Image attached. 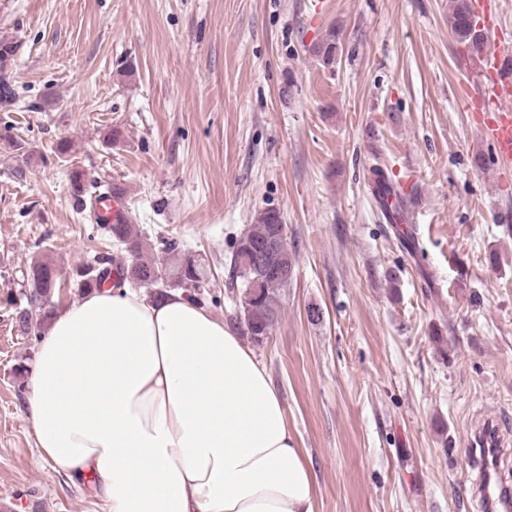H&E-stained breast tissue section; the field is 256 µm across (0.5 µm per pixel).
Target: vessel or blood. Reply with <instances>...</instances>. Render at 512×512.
I'll return each instance as SVG.
<instances>
[{
    "mask_svg": "<svg viewBox=\"0 0 512 512\" xmlns=\"http://www.w3.org/2000/svg\"><path fill=\"white\" fill-rule=\"evenodd\" d=\"M475 18L488 30L498 29L495 0H470ZM468 103L475 110L481 132L491 144L496 161L512 162V40L499 38L484 58ZM100 221L129 223L124 194L112 189L96 195L91 202Z\"/></svg>",
    "mask_w": 512,
    "mask_h": 512,
    "instance_id": "b4317fda",
    "label": "vessel or blood"
}]
</instances>
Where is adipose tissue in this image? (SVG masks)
<instances>
[{
	"instance_id": "adipose-tissue-1",
	"label": "adipose tissue",
	"mask_w": 512,
	"mask_h": 512,
	"mask_svg": "<svg viewBox=\"0 0 512 512\" xmlns=\"http://www.w3.org/2000/svg\"><path fill=\"white\" fill-rule=\"evenodd\" d=\"M26 415L39 456L105 512H314L266 368L183 294L110 287L54 311Z\"/></svg>"
}]
</instances>
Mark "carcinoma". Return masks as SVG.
<instances>
[{
    "label": "carcinoma",
    "mask_w": 512,
    "mask_h": 512,
    "mask_svg": "<svg viewBox=\"0 0 512 512\" xmlns=\"http://www.w3.org/2000/svg\"><path fill=\"white\" fill-rule=\"evenodd\" d=\"M448 29L455 42L463 46L470 54H481L485 45V36L478 29L472 17L469 0H451L448 13ZM313 55L322 63L330 66L336 63L340 51V39L336 28L326 31L324 36L312 45ZM15 55V46L7 41L0 42V111L9 112L14 105L16 94L13 87L11 57ZM375 194L381 206V213L390 224L408 223V208L401 198H396L395 206L390 207L381 195L389 186L382 170H375ZM283 224L279 212L267 209L259 212L254 223L249 225L246 235L233 243L231 263L236 274V288L239 296L248 298L247 308L240 309V315L230 319L236 329L250 339L253 344H260V338L272 334L278 320L281 290L288 286L282 279L259 271L246 268V249L249 246L264 245L275 238ZM105 230L112 240L124 246L129 259L125 263L114 264L112 257L101 255L81 265L76 270L75 285L81 292L95 291L117 277L124 282H133L140 287L156 289L155 297L166 295L171 287L181 288L189 297L198 302L196 292L208 284V271L195 256L182 249L174 239L162 240L164 252L176 256L173 263L165 266L145 255L143 232L134 224H108ZM24 291L20 292L19 303L29 306L39 304L33 334H38L53 313L51 295L57 283L56 271L49 263L34 261L23 274Z\"/></svg>",
    "instance_id": "cac0c4a2"
}]
</instances>
